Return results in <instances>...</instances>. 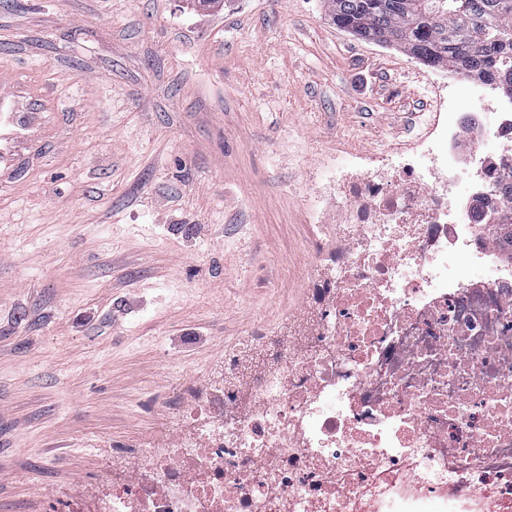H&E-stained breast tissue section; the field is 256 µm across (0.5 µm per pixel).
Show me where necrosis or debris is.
<instances>
[{"label":"necrosis or debris","mask_w":512,"mask_h":512,"mask_svg":"<svg viewBox=\"0 0 512 512\" xmlns=\"http://www.w3.org/2000/svg\"><path fill=\"white\" fill-rule=\"evenodd\" d=\"M473 96L493 122L468 169L453 146L479 117L442 92L409 150L312 185L311 221L332 235L310 242L287 331L225 350L175 436L113 451L60 512H512V266L494 234L512 209L497 191L512 99Z\"/></svg>","instance_id":"1"}]
</instances>
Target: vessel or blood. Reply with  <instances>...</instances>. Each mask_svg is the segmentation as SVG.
Wrapping results in <instances>:
<instances>
[{"instance_id": "1", "label": "vessel or blood", "mask_w": 512, "mask_h": 512, "mask_svg": "<svg viewBox=\"0 0 512 512\" xmlns=\"http://www.w3.org/2000/svg\"><path fill=\"white\" fill-rule=\"evenodd\" d=\"M49 103L40 86L11 79L0 68V184L14 183L25 162L50 143Z\"/></svg>"}]
</instances>
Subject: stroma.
<instances>
[{
    "instance_id": "35a3bbf8",
    "label": "stroma",
    "mask_w": 512,
    "mask_h": 512,
    "mask_svg": "<svg viewBox=\"0 0 512 512\" xmlns=\"http://www.w3.org/2000/svg\"><path fill=\"white\" fill-rule=\"evenodd\" d=\"M63 132L0 187V512H52L169 424L314 264L309 186L398 153L431 67L323 0H0V64Z\"/></svg>"
}]
</instances>
